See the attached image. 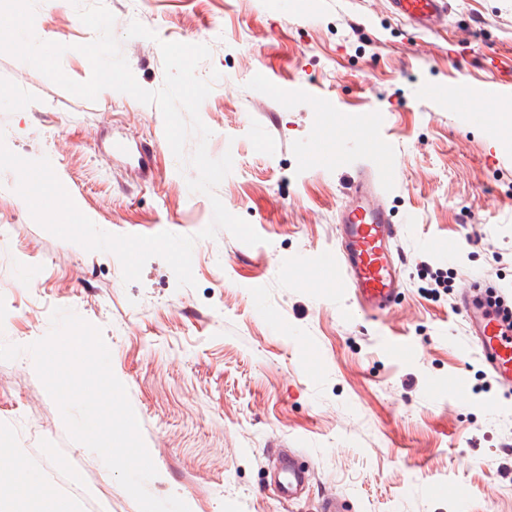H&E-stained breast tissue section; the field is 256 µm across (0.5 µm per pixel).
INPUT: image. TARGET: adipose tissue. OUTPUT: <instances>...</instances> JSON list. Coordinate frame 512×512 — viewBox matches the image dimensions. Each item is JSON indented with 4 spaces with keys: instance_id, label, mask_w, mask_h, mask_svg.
Here are the masks:
<instances>
[{
    "instance_id": "ef3b65f1",
    "label": "adipose tissue",
    "mask_w": 512,
    "mask_h": 512,
    "mask_svg": "<svg viewBox=\"0 0 512 512\" xmlns=\"http://www.w3.org/2000/svg\"><path fill=\"white\" fill-rule=\"evenodd\" d=\"M0 457L10 462L6 479L0 481V503H8V512H17V503L29 494L34 495L38 512H71L72 506L66 499L43 493L40 477L21 449L1 447Z\"/></svg>"
}]
</instances>
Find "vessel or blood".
Instances as JSON below:
<instances>
[{
	"instance_id": "b4317fda",
	"label": "vessel or blood",
	"mask_w": 512,
	"mask_h": 512,
	"mask_svg": "<svg viewBox=\"0 0 512 512\" xmlns=\"http://www.w3.org/2000/svg\"><path fill=\"white\" fill-rule=\"evenodd\" d=\"M388 4L393 15L424 32L435 29L437 21L453 10V0H388ZM337 224L339 252L336 258L316 266L313 274L320 279L332 277L338 287L353 294L362 312L379 316L389 309L402 283L394 253L398 228L391 223L369 175L353 176ZM461 305L469 344L498 383L511 389L512 328L475 294H465ZM275 465L281 474L278 496L288 502L298 498L309 481L308 470L299 468L292 452L278 453Z\"/></svg>"
}]
</instances>
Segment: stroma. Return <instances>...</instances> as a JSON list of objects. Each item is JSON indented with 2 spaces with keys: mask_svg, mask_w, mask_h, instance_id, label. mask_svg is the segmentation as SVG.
Wrapping results in <instances>:
<instances>
[{
  "mask_svg": "<svg viewBox=\"0 0 512 512\" xmlns=\"http://www.w3.org/2000/svg\"><path fill=\"white\" fill-rule=\"evenodd\" d=\"M102 2L138 83H164L159 44H205L197 75L212 91L200 118L211 157L231 153L215 193L261 244L221 229L191 192L157 106L112 91L88 101L0 53V129L27 159L49 158L77 207L118 235L195 237L192 287L150 258L124 283L109 252L44 230L0 173V441L23 449L49 493L74 512H139L101 458L73 441L25 347L53 309L99 327L157 469L147 489L190 512H512V390L485 377L452 293L474 279L512 290V142L500 131L512 93L490 95L512 66V0H457L429 34L384 0H82ZM136 14L155 39L127 35ZM38 39L67 45L64 73L84 82L76 47L94 40L71 0H38ZM378 170L402 256L403 287L382 318L348 290L310 281L336 250V218L357 167ZM461 239L449 257L436 241ZM456 376L458 385L448 383ZM313 473L279 502L272 452ZM466 491L465 498L455 489Z\"/></svg>",
  "mask_w": 512,
  "mask_h": 512,
  "instance_id": "35a3bbf8",
  "label": "stroma"
}]
</instances>
